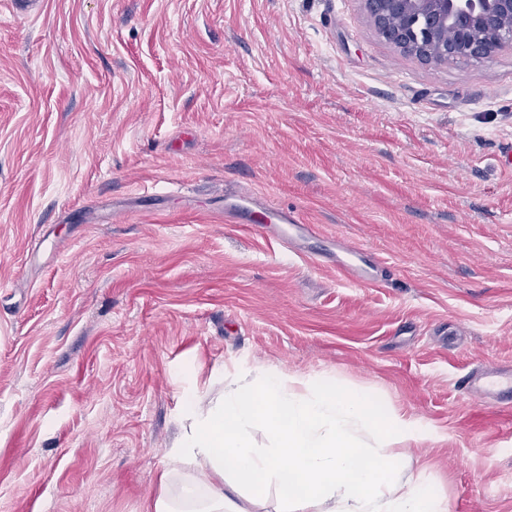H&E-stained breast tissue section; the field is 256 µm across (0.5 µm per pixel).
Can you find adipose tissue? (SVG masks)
Here are the masks:
<instances>
[{"instance_id":"ef3b65f1","label":"adipose tissue","mask_w":512,"mask_h":512,"mask_svg":"<svg viewBox=\"0 0 512 512\" xmlns=\"http://www.w3.org/2000/svg\"><path fill=\"white\" fill-rule=\"evenodd\" d=\"M178 403L182 431L144 512H244L242 495L258 502L272 490L291 512H448L428 481L405 476L393 451L431 440L434 429L379 412L363 389L241 365L217 399L192 379ZM260 423L266 448L252 438Z\"/></svg>"}]
</instances>
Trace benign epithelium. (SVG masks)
Here are the masks:
<instances>
[{
	"instance_id": "benign-epithelium-1",
	"label": "benign epithelium",
	"mask_w": 512,
	"mask_h": 512,
	"mask_svg": "<svg viewBox=\"0 0 512 512\" xmlns=\"http://www.w3.org/2000/svg\"><path fill=\"white\" fill-rule=\"evenodd\" d=\"M376 32L427 63L482 62L512 50V0H363Z\"/></svg>"
}]
</instances>
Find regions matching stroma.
<instances>
[{"mask_svg": "<svg viewBox=\"0 0 512 512\" xmlns=\"http://www.w3.org/2000/svg\"><path fill=\"white\" fill-rule=\"evenodd\" d=\"M236 364L366 388L450 512H512V410L454 386L512 367V51L420 61L361 0H0V512H141L184 373ZM263 209L267 213V216H265L267 221H263L262 217L259 216L258 218H253L252 222H256L255 224L281 225V240L286 244H288L290 239L299 238L304 232L311 231L309 224H303L301 221L288 216L287 213L278 208L264 206ZM362 249H359L353 254V259H345L340 255H336V269L341 271L350 280L359 283L366 284L376 281L374 274L375 269L364 263L361 259Z\"/></svg>", "mask_w": 512, "mask_h": 512, "instance_id": "35a3bbf8", "label": "stroma"}]
</instances>
